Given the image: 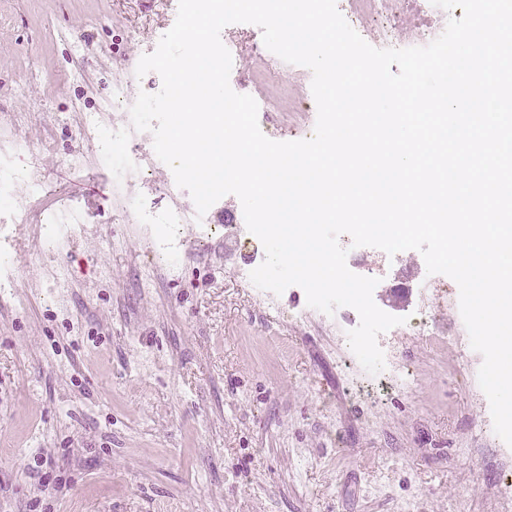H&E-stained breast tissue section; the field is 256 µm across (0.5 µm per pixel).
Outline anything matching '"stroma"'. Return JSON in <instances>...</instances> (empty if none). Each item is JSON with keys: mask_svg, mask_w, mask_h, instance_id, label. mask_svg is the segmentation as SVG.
Returning a JSON list of instances; mask_svg holds the SVG:
<instances>
[{"mask_svg": "<svg viewBox=\"0 0 512 512\" xmlns=\"http://www.w3.org/2000/svg\"><path fill=\"white\" fill-rule=\"evenodd\" d=\"M176 15L172 0H0V126L47 187L0 207L15 282L0 291V512H512L482 357L418 251L348 263L404 319L372 376L347 308L312 312L296 288L261 303L240 245L189 224L171 270L120 213L71 106L100 111L113 58L143 56ZM67 202L87 222L44 252L36 215ZM420 304L426 322L407 323Z\"/></svg>", "mask_w": 512, "mask_h": 512, "instance_id": "obj_1", "label": "stroma"}]
</instances>
